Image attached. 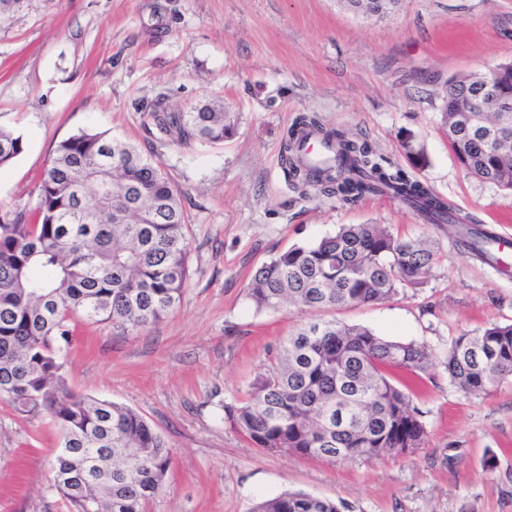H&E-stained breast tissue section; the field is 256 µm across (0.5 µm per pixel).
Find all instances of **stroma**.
<instances>
[{"mask_svg":"<svg viewBox=\"0 0 512 512\" xmlns=\"http://www.w3.org/2000/svg\"><path fill=\"white\" fill-rule=\"evenodd\" d=\"M512 63V0H401L376 19L340 0H26L0 16V126L24 149L0 169V217L33 220L59 143L91 130L159 161L188 215L189 279L180 303L138 331L72 322L63 352L70 391L145 417L169 442L170 471L146 512H251L302 491L340 512H512V375L467 395L443 365L451 340L512 323V275L386 195L345 204L301 195L281 161L302 113L366 138L456 213L512 239V193L468 174L440 125L448 77ZM223 105V143L159 141L146 114ZM416 136L426 160L402 146ZM382 224L424 240L437 262L425 284L373 305L259 311L254 271L343 224ZM373 329L426 345V370H392L423 414L407 455L324 461L253 447L224 414L266 354L309 320ZM62 431L0 400V512H62L51 461ZM493 467H485L487 455Z\"/></svg>","mask_w":512,"mask_h":512,"instance_id":"35a3bbf8","label":"stroma"}]
</instances>
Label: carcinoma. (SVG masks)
I'll return each instance as SVG.
<instances>
[{
  "label": "carcinoma",
  "mask_w": 512,
  "mask_h": 512,
  "mask_svg": "<svg viewBox=\"0 0 512 512\" xmlns=\"http://www.w3.org/2000/svg\"><path fill=\"white\" fill-rule=\"evenodd\" d=\"M474 74L448 78L441 125L470 174L512 192V115L485 138L457 122L473 106ZM161 136L189 145L224 142V111L199 104L170 112L154 104ZM297 128L320 130L303 116L286 132L292 184L342 202L389 191L433 224L461 219L422 182L383 164L369 143L343 130L325 132L343 165L315 170L297 158ZM24 149L22 136L0 127V167ZM37 220L0 217V398L21 413H44L62 428L52 488L67 512H144L171 467L166 438L121 404L69 394L62 361L77 315L139 330L180 301L188 281V222L182 200L160 164L134 145L82 131L58 145L35 206ZM490 240L465 227L461 244L482 258ZM436 254L418 239L380 224H347L295 244L258 268L248 298L259 311L293 305L319 310L386 301L425 283ZM424 345L386 339L372 329L310 321L270 355L249 398L224 413L257 448L325 461L404 455L427 436L422 412L385 375L387 367L422 369ZM450 381L466 394L512 374V324L463 332L444 356ZM253 512H339L304 492L258 502Z\"/></svg>",
  "instance_id": "cac0c4a2"
}]
</instances>
